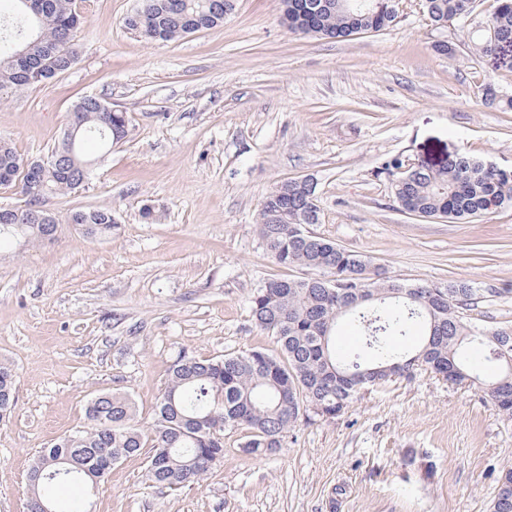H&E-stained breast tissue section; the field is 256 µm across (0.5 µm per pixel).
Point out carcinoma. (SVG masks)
I'll use <instances>...</instances> for the list:
<instances>
[{
    "label": "carcinoma",
    "instance_id": "1",
    "mask_svg": "<svg viewBox=\"0 0 512 512\" xmlns=\"http://www.w3.org/2000/svg\"><path fill=\"white\" fill-rule=\"evenodd\" d=\"M14 34L23 41L0 47V90L26 89L63 74L75 63L84 20L77 0H13ZM428 19L443 26L472 16L474 0H423ZM494 11L469 31L475 49L493 52L512 47V0H496ZM288 28L295 33L344 40L362 31H381L397 18V0H283ZM234 0H143L124 18L141 38L170 41L213 29L234 10ZM482 102L512 110L495 87L482 89ZM108 105L85 97L74 106L81 120L75 136L63 137L51 155L28 167L6 140L0 139V180L20 181L29 197L20 214L0 207V237L28 243L49 239L58 220L40 209V197L72 193L88 175L81 143L94 139L106 148L124 131L127 118L113 112L109 124L100 116ZM395 155L384 173L396 202L418 217L471 221L501 207H512V170L489 166L466 152L448 157L439 169ZM308 198L299 187H276L260 212L259 236L273 261L300 267L308 275L274 277L249 298L255 325L270 333L281 348L273 356L251 349L208 360L184 354L170 367L148 428L136 420L131 398L100 394L87 405L89 425L42 449L28 472L29 504L44 503L58 512L50 496L60 482L94 486L112 469L113 459L145 455V479L155 487L175 488L199 482L211 465L224 458V433L247 432L243 448L267 455L283 447L301 417L320 405L334 419L368 385L424 370L451 383L477 385L503 415L512 418V371L499 368L512 360V324L484 327L469 311L476 289L392 279L371 260L336 242L309 232ZM69 224H88V234L112 231V210H75ZM342 321L364 333L361 354L336 352V327ZM418 331L420 343L402 350L394 341ZM15 376L0 363V418L15 403ZM512 498V470L502 477L491 512H502Z\"/></svg>",
    "mask_w": 512,
    "mask_h": 512
}]
</instances>
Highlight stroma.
I'll return each mask as SVG.
<instances>
[{"label":"stroma","mask_w":512,"mask_h":512,"mask_svg":"<svg viewBox=\"0 0 512 512\" xmlns=\"http://www.w3.org/2000/svg\"><path fill=\"white\" fill-rule=\"evenodd\" d=\"M140 0H82L86 24L64 74L0 93V138L50 155L77 101L126 113V138L104 149L80 192L47 195L60 221L46 244L0 243V361L16 403L0 421V512H27L34 454L86 427L87 401L129 395L151 425L170 366L260 349L251 294L275 264L258 233L266 197L311 177L312 233L409 282L477 288L474 318L512 322V208L471 223L400 210L385 162L438 167L465 150L512 169V112L485 106L494 84L512 98V61L476 53L464 22L439 28L422 0H399L393 28L336 42L289 31L281 0H236L222 26L167 42L130 33ZM454 52H436L437 42ZM111 209L91 236L77 209ZM224 436V458L198 484L149 486L145 459L113 465L94 489L56 486L61 512H490L512 470V418L469 384L416 373L361 391L339 416L297 423L269 455Z\"/></svg>","instance_id":"35a3bbf8"}]
</instances>
